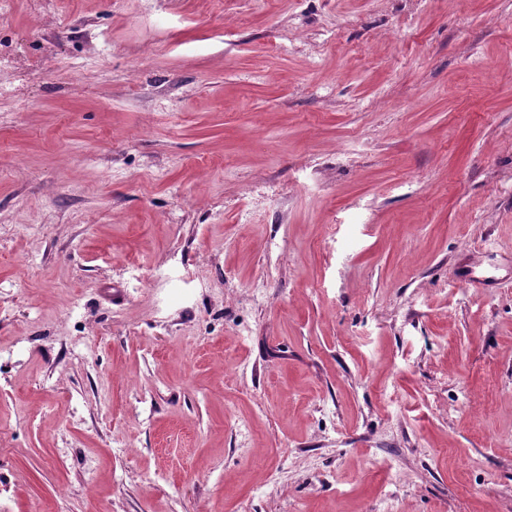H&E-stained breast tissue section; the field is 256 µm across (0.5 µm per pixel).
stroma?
Returning a JSON list of instances; mask_svg holds the SVG:
<instances>
[{"mask_svg":"<svg viewBox=\"0 0 512 512\" xmlns=\"http://www.w3.org/2000/svg\"><path fill=\"white\" fill-rule=\"evenodd\" d=\"M0 512H512V0H12Z\"/></svg>","mask_w":512,"mask_h":512,"instance_id":"obj_1","label":"stroma"}]
</instances>
